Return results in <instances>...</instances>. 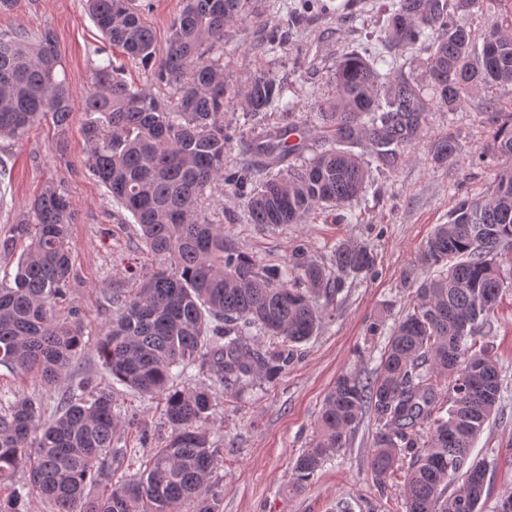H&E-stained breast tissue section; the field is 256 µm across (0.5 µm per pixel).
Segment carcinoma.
I'll list each match as a JSON object with an SVG mask.
<instances>
[{
	"instance_id": "carcinoma-1",
	"label": "carcinoma",
	"mask_w": 512,
	"mask_h": 512,
	"mask_svg": "<svg viewBox=\"0 0 512 512\" xmlns=\"http://www.w3.org/2000/svg\"><path fill=\"white\" fill-rule=\"evenodd\" d=\"M507 25L482 41L474 66L472 30L442 0H400L387 19L389 41L424 45L428 84L383 88L377 62L357 51L336 64L335 97L320 113L330 147L300 165L284 127L256 144L240 170L224 169L237 130L224 111L250 115L283 100L285 86L264 72L239 89L226 81L224 30L241 19L245 0H183L157 57L156 36L136 0H86L112 46L173 89L171 101L133 85L107 59L93 69L82 104L85 168L138 224L157 264L129 292L116 291V309L99 356L112 380L163 404L164 444L139 471L112 482V462L127 454L113 442L118 428L112 393L83 381L44 419L36 398L23 395L0 411V512H26L37 494L53 512H220L212 479L223 449L209 419L217 391L237 396L258 382L277 381L295 359V345L317 334L338 304L347 280L375 271L373 250L357 242L336 245L325 260L297 244L284 265H265L241 250L224 227L202 213L205 190L222 181L245 201L250 221L265 229L304 224L317 209L358 200L370 182L369 164L352 152L368 141L383 160L414 140L422 116L464 102L477 86L512 85V0ZM54 34L31 43L0 36V140H24L51 115L66 132L74 103ZM495 126L487 152L469 164L495 167L483 199L455 192L448 222L419 248L423 277L404 282L408 307L389 327L377 316L366 329L384 346L373 374L343 373L315 421L309 447L295 460L289 488L311 483L324 464L348 447L363 414L376 425L370 466L383 484L404 473L406 512H480L487 463L471 457L485 423L499 410L503 380L489 345L475 336L512 287L496 257L512 245V113L481 104ZM438 162L462 156L450 135L432 146ZM69 199L46 185L28 222L12 227L32 236L12 279L0 281V366L32 374L51 386L69 370L82 345L78 320L53 319L71 272ZM273 342L266 345L263 337ZM194 367L211 387L178 389L174 381ZM457 481L453 491L448 483Z\"/></svg>"
}]
</instances>
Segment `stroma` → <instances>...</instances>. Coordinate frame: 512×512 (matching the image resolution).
Returning a JSON list of instances; mask_svg holds the SVG:
<instances>
[{
    "mask_svg": "<svg viewBox=\"0 0 512 512\" xmlns=\"http://www.w3.org/2000/svg\"><path fill=\"white\" fill-rule=\"evenodd\" d=\"M392 0H250L247 16L226 27L224 75L241 86L257 72L283 82L292 112L271 110L254 117L227 110L224 122L238 137L225 154L228 167L250 160V144L290 120H303L315 105L333 93L336 63L347 52L365 47L385 58H397L396 79L426 85L428 54L417 45L395 48L381 44ZM279 29L282 39L269 45L267 35ZM52 30L74 103H82L92 88L94 67L107 43L84 8L83 0H17L0 12V35L23 32L35 38ZM494 100L512 111V85L472 90L457 107L426 113L420 130L403 159L381 165L375 184L364 199L341 210H316L306 223L276 229L251 224L243 200L231 186L218 182L205 191V214L223 225L240 249L260 262L281 265L295 243H305L316 258L330 255L342 240L370 243L377 255L374 276L349 283L333 319L320 332L299 344L295 362L276 383L254 386L240 395H218L210 419L212 438L224 450L220 471L221 512H335L338 500L350 502L352 512H368L370 504L386 512H405L403 482L378 486L369 466L375 431L371 415H364L348 448L326 463L313 484L289 492L292 466L314 434V422L325 397L343 372L367 375L373 362L361 361L366 327L379 314L395 322L408 301L401 283L413 268L414 256L436 225L446 223L455 204L454 189L470 197L485 196L494 170L468 165L469 157L483 152L492 125L480 104ZM84 112L70 116L69 131L58 138L51 119L36 124L22 143H0V279L14 274L29 245L12 239L11 229L28 217L29 203L45 184H54L70 200L75 214L71 226V274L67 296L57 304L56 320H79L82 351L67 375L47 386L37 378L19 376L0 367V392L41 399L46 416L71 385L91 380L112 390L121 418L137 416L146 423L149 437L124 426L118 444L136 449V457L114 462L115 476L136 473L140 459L159 447L166 432L160 427L162 404L113 383L97 353L104 330L114 316L107 302L114 289L130 290L152 264L131 215L115 205L106 189L85 172L87 155L82 128ZM456 134L462 161L437 163L433 143ZM512 386V288L506 289L483 336ZM474 455L488 462L480 512H497L505 491L512 489V393L501 402L497 415L484 427L473 447Z\"/></svg>",
    "mask_w": 512,
    "mask_h": 512,
    "instance_id": "obj_1",
    "label": "stroma"
}]
</instances>
